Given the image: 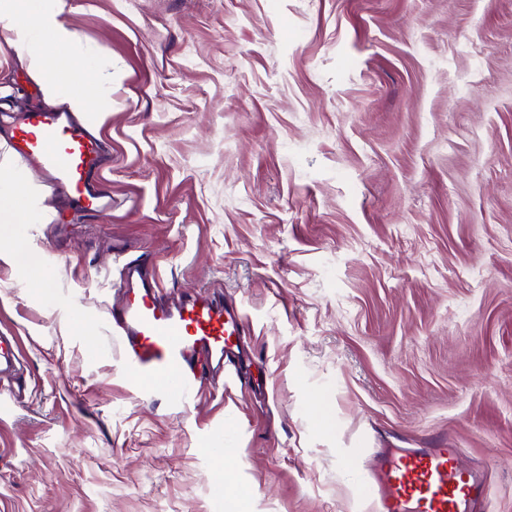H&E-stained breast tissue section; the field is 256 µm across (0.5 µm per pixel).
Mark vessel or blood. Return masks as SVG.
Instances as JSON below:
<instances>
[{"mask_svg":"<svg viewBox=\"0 0 512 512\" xmlns=\"http://www.w3.org/2000/svg\"><path fill=\"white\" fill-rule=\"evenodd\" d=\"M9 147L21 161L39 166L50 185L65 190L71 207L102 208L94 185L102 145L75 113H25ZM121 286L126 303L110 316L137 387H159L184 401L204 375L232 362L242 320L223 295L164 302L155 280L134 263L125 264ZM19 354L17 337L0 332V374L16 369ZM456 454L453 448L380 453L366 494L377 512H476L484 494L482 478L461 470Z\"/></svg>","mask_w":512,"mask_h":512,"instance_id":"vessel-or-blood-1","label":"vessel or blood"}]
</instances>
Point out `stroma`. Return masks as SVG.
I'll return each instance as SVG.
<instances>
[{
  "instance_id": "stroma-1",
  "label": "stroma",
  "mask_w": 512,
  "mask_h": 512,
  "mask_svg": "<svg viewBox=\"0 0 512 512\" xmlns=\"http://www.w3.org/2000/svg\"><path fill=\"white\" fill-rule=\"evenodd\" d=\"M112 73L110 210L17 160L0 220V512H372L366 448L458 449L512 512V0H64ZM0 33V118L63 107ZM128 261L219 288L244 377L194 403L130 382ZM85 317H70L72 306ZM2 191L0 194V217L2 215L12 216L16 219L17 216H24L25 214L29 218L31 208L34 209L31 198L28 192L21 186H15L12 189L5 191L1 198ZM16 198L18 203L12 206H7L3 202ZM19 355L18 336H5L0 332V377L4 372L16 370Z\"/></svg>"
}]
</instances>
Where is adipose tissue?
Listing matches in <instances>:
<instances>
[{
    "mask_svg": "<svg viewBox=\"0 0 512 512\" xmlns=\"http://www.w3.org/2000/svg\"><path fill=\"white\" fill-rule=\"evenodd\" d=\"M61 13V0H0V30L50 97L65 96L75 112L106 111L112 77L95 70Z\"/></svg>",
    "mask_w": 512,
    "mask_h": 512,
    "instance_id": "1",
    "label": "adipose tissue"
}]
</instances>
